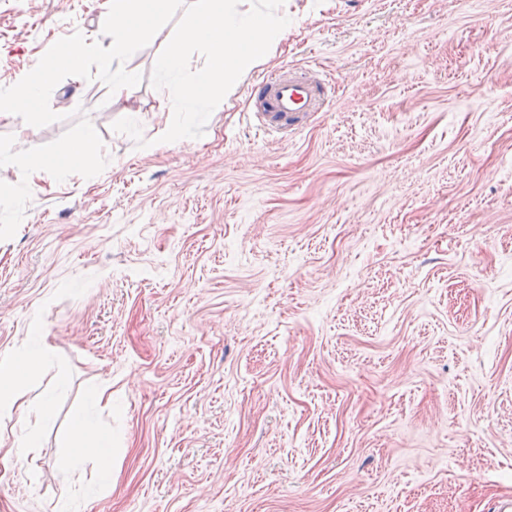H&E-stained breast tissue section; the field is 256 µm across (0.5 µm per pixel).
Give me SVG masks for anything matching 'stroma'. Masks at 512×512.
Masks as SVG:
<instances>
[{"label":"stroma","mask_w":512,"mask_h":512,"mask_svg":"<svg viewBox=\"0 0 512 512\" xmlns=\"http://www.w3.org/2000/svg\"><path fill=\"white\" fill-rule=\"evenodd\" d=\"M110 0H0V87L60 38L109 44ZM294 23L198 139L136 148L172 119L150 80L167 44L109 96L63 79L62 121L0 135L50 143L82 111L109 163L31 180L0 241V353L39 325L54 361L26 384L51 417L0 462V512H496L512 501V0H291ZM288 66L333 80L288 140L245 114ZM66 393L52 391L58 371ZM94 386L112 488L59 468Z\"/></svg>","instance_id":"1"}]
</instances>
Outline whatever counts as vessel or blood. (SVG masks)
Here are the masks:
<instances>
[{"mask_svg":"<svg viewBox=\"0 0 512 512\" xmlns=\"http://www.w3.org/2000/svg\"><path fill=\"white\" fill-rule=\"evenodd\" d=\"M333 98L334 89L326 79L308 68H291L254 87L248 114L258 130L285 139L305 129Z\"/></svg>","mask_w":512,"mask_h":512,"instance_id":"obj_1","label":"vessel or blood"}]
</instances>
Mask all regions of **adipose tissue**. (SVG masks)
<instances>
[{"label":"adipose tissue","mask_w":512,"mask_h":512,"mask_svg":"<svg viewBox=\"0 0 512 512\" xmlns=\"http://www.w3.org/2000/svg\"><path fill=\"white\" fill-rule=\"evenodd\" d=\"M51 358L52 351L36 326L30 329L19 349L0 354V413L21 407L22 387L36 375L38 367L48 363ZM104 397L105 391L99 387L87 393L84 410L75 415L70 426L73 446L60 462L64 471H75L81 462L82 443L96 445L100 452L97 479L84 488L85 495L90 497L106 492L112 484L111 437L96 415V409Z\"/></svg>","instance_id":"adipose-tissue-1"}]
</instances>
